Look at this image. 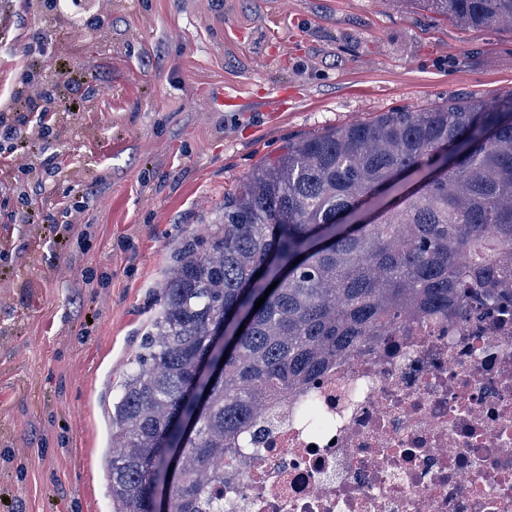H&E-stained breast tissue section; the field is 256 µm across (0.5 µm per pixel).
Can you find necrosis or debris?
<instances>
[{"instance_id":"obj_1","label":"necrosis or debris","mask_w":512,"mask_h":512,"mask_svg":"<svg viewBox=\"0 0 512 512\" xmlns=\"http://www.w3.org/2000/svg\"><path fill=\"white\" fill-rule=\"evenodd\" d=\"M224 512H512V295L288 392L225 450Z\"/></svg>"}]
</instances>
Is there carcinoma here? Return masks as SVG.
Masks as SVG:
<instances>
[{"instance_id":"1","label":"carcinoma","mask_w":512,"mask_h":512,"mask_svg":"<svg viewBox=\"0 0 512 512\" xmlns=\"http://www.w3.org/2000/svg\"><path fill=\"white\" fill-rule=\"evenodd\" d=\"M421 2L470 30L512 24V0ZM502 281L512 283L511 91L288 143L224 194L205 241L166 273L112 403V512H150L175 448L168 502L224 512V449L279 397L367 338L461 312ZM206 362L219 371L194 407L185 396Z\"/></svg>"}]
</instances>
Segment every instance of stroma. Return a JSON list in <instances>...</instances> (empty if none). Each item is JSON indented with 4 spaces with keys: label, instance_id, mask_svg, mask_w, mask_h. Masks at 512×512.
I'll return each instance as SVG.
<instances>
[{
    "label": "stroma",
    "instance_id": "stroma-1",
    "mask_svg": "<svg viewBox=\"0 0 512 512\" xmlns=\"http://www.w3.org/2000/svg\"><path fill=\"white\" fill-rule=\"evenodd\" d=\"M85 18L81 0L0 16V108L44 38L43 76L72 77L56 98L96 89L51 134L56 167L0 190L3 216L42 186L60 225L0 223V512H112V400L178 251L255 168L382 112L512 91L511 30L394 0H110L75 36Z\"/></svg>",
    "mask_w": 512,
    "mask_h": 512
}]
</instances>
